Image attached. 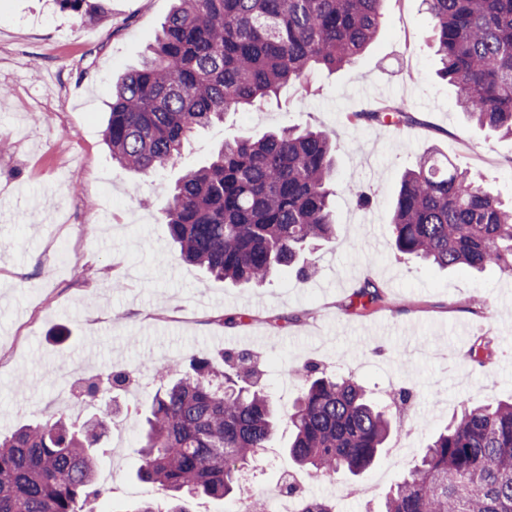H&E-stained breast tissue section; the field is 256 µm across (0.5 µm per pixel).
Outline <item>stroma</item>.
Segmentation results:
<instances>
[{
    "mask_svg": "<svg viewBox=\"0 0 512 512\" xmlns=\"http://www.w3.org/2000/svg\"><path fill=\"white\" fill-rule=\"evenodd\" d=\"M172 6L106 0L104 15L82 25L57 0H0V433L50 411L70 413L71 386L131 372L114 394L96 471L103 512H130L165 496L135 474L141 416L159 386L153 364L186 368L250 353L287 409L300 390L294 369L311 363L375 395L400 385L415 394L423 425L408 447L389 446L356 478L300 474L305 495L364 512L351 486L377 482L383 497L461 405L512 397V277L437 270L398 254L390 227L401 174L431 150L512 201V138L456 107L455 87L437 74L422 0H385L373 47L343 68L197 132L159 173L125 169L104 137L112 87L139 66ZM388 99L404 101L413 123L348 122V113ZM295 125L333 135L341 178V240L316 253L317 273L286 271L252 288L182 262L162 213L175 181L227 137ZM348 181L370 189L368 207L357 205ZM368 279L385 305L350 309ZM229 316L236 324H226ZM479 339L489 343L481 365L468 359Z\"/></svg>",
    "mask_w": 512,
    "mask_h": 512,
    "instance_id": "1",
    "label": "stroma"
}]
</instances>
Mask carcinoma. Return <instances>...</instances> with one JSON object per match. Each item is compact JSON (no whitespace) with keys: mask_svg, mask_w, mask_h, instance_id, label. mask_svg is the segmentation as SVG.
Returning <instances> with one entry per match:
<instances>
[{"mask_svg":"<svg viewBox=\"0 0 512 512\" xmlns=\"http://www.w3.org/2000/svg\"><path fill=\"white\" fill-rule=\"evenodd\" d=\"M384 0H175L143 64L116 84L105 140L112 159L144 174L164 169L198 129L224 122L317 69L334 72L363 52L382 24ZM441 68L457 105L481 127L512 136V0H424ZM76 22L104 13L103 0H58ZM366 124L413 122L387 101L354 112ZM339 178L332 137L286 126L260 138L224 143L191 168L163 208L180 258L234 284L264 287L286 268L316 272V246L337 239L331 186ZM393 244L438 268H493L512 274V205L472 181L435 151L406 171L393 202ZM381 300L364 281L350 306ZM147 431L136 449L137 477L172 492L161 507L134 512H193L201 498L232 499L248 461L272 447L287 424V451L317 476L357 477L394 433L389 406L354 377L305 364L301 391L278 415L271 397L250 389L248 353L202 359L181 371L158 364ZM111 371L88 383L84 401L129 381ZM111 416L77 423L50 414L0 439V512H87L99 504L94 479L98 439ZM297 512H336L332 499L299 497ZM376 512H512V400L461 407L432 436L424 455L386 493Z\"/></svg>","mask_w":512,"mask_h":512,"instance_id":"cac0c4a2","label":"carcinoma"}]
</instances>
